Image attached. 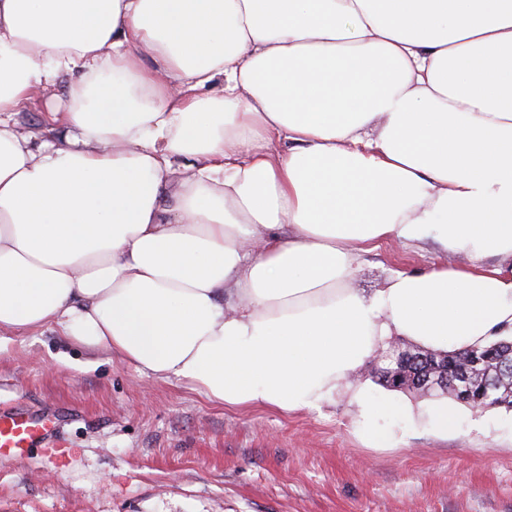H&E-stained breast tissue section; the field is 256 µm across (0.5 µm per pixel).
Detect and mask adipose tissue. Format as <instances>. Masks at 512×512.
<instances>
[{"instance_id":"obj_1","label":"adipose tissue","mask_w":512,"mask_h":512,"mask_svg":"<svg viewBox=\"0 0 512 512\" xmlns=\"http://www.w3.org/2000/svg\"><path fill=\"white\" fill-rule=\"evenodd\" d=\"M429 239L469 265L353 286ZM48 327L386 447L385 340L512 336V0H0V330ZM63 98L64 93L61 87L55 86L42 90L41 98H35L27 111L20 114V126L26 131L36 130L33 128L42 125L48 110L61 104Z\"/></svg>"}]
</instances>
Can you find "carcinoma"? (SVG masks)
<instances>
[{"label": "carcinoma", "instance_id": "1", "mask_svg": "<svg viewBox=\"0 0 512 512\" xmlns=\"http://www.w3.org/2000/svg\"><path fill=\"white\" fill-rule=\"evenodd\" d=\"M510 341L512 340L502 338L486 346L458 353H439L422 347L406 348L398 374L387 373L381 369L380 380L390 388L409 393L428 372H433L435 376L442 373L448 386L432 392V396L455 401L457 395L453 389L454 380L466 369L471 374L475 390L481 389L486 377L494 380L497 390L494 397L475 401L471 406L512 408V374L502 371L503 366L512 364V347L508 345ZM439 368L443 372H437Z\"/></svg>", "mask_w": 512, "mask_h": 512}]
</instances>
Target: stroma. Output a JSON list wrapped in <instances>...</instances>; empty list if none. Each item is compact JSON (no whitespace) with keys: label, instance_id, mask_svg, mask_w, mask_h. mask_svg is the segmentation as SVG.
Returning <instances> with one entry per match:
<instances>
[{"label":"stroma","instance_id":"1","mask_svg":"<svg viewBox=\"0 0 512 512\" xmlns=\"http://www.w3.org/2000/svg\"><path fill=\"white\" fill-rule=\"evenodd\" d=\"M446 260L469 263L431 241L385 245L358 257L354 285ZM377 366L356 382L415 414L380 421L388 448L363 443L344 394L288 415L229 409L53 329L1 330L0 411L55 427L0 457V512H512V410L460 404L456 429L436 434L430 398L383 386Z\"/></svg>","mask_w":512,"mask_h":512}]
</instances>
